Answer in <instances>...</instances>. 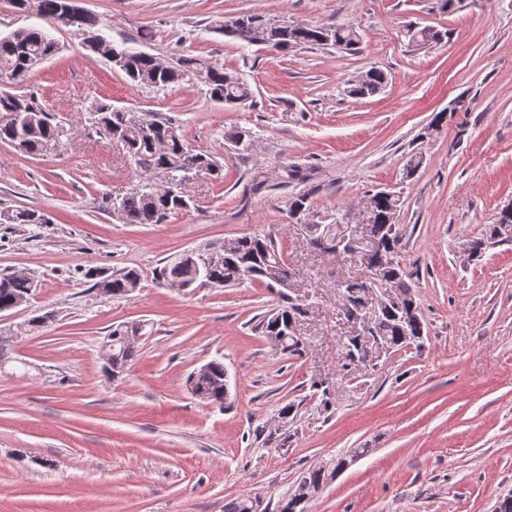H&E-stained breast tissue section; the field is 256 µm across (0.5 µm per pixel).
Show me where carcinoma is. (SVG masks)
<instances>
[{"label": "carcinoma", "instance_id": "carcinoma-1", "mask_svg": "<svg viewBox=\"0 0 512 512\" xmlns=\"http://www.w3.org/2000/svg\"><path fill=\"white\" fill-rule=\"evenodd\" d=\"M62 0H12L13 7L21 13H31L52 28L70 27L60 12ZM77 27L99 34L111 51L123 52L104 34L99 32L96 17L84 14ZM214 32L232 37L248 45L259 41L277 51L301 47H332L349 54L360 52L363 37L353 23H332L304 26L278 25L261 14H246L235 19L219 21ZM404 37L414 46L425 47L437 43L445 34L428 27L408 25ZM59 50L57 41L44 28H21L6 36H0V81L21 83L28 78L35 63L54 56ZM123 73L136 86L164 88L179 83L192 75L205 86L210 98L228 104L232 101L247 103L252 98L249 85L240 77L224 71V67L202 57H182L176 66L166 69L156 57L139 51L128 60ZM386 82L385 74L372 69L360 75L350 84L348 93L355 96H371L379 92ZM93 111L99 133L112 138L118 131L124 138V149L132 161L139 178L163 169L170 180L182 181L188 170L202 167L215 180L224 179V165L211 153L191 148L180 134L175 121L147 115L135 116L125 108L97 100ZM66 130L56 117L44 109L31 94H13L0 91V142L9 144L27 154H41L57 145ZM399 196L391 194L377 199L374 205L372 232L384 241V255L378 259L375 278L372 280L348 276L343 283V304L347 315H356L364 308L369 294L380 298L391 292L396 302L388 305L376 322L377 336L395 352L405 347L423 346L427 336L419 304L408 279L411 274L402 266L400 259L402 235L396 224ZM184 210L182 199L143 181L122 197L116 217L125 224H162L178 211ZM11 224H48L47 214L31 209L11 210ZM512 228V213L501 212L495 224H491L482 236L468 243L471 256L478 257L491 244L500 242L498 233ZM217 257L207 264L206 276L199 275L198 258L183 253L159 270V278L170 286L187 288L210 286L229 288L245 283L259 282L270 290L276 289L281 278L285 258L278 242L266 234H246L216 244ZM86 278L93 281L92 288H109L112 297L123 298L140 287L142 274L135 268H123L112 273L91 268ZM278 290V289H276ZM34 291L32 280L16 272L0 271V309L15 306L29 298ZM279 305L267 314L254 319L253 329L268 340L276 350L289 356L302 353L298 343L288 331L290 321H303L305 304L290 299L278 290ZM128 326L117 325L107 336L112 342L115 362L106 367L111 373L124 372L136 355L135 344L124 340ZM208 370L202 375L192 372L187 379L190 393L208 405L224 408V364L219 360L207 363ZM347 462L336 457L328 465L308 468L300 472L293 489L278 501L276 512H308V504L319 488H324L336 478V470ZM256 499L243 497L224 504V512H260L254 505Z\"/></svg>", "mask_w": 512, "mask_h": 512}]
</instances>
